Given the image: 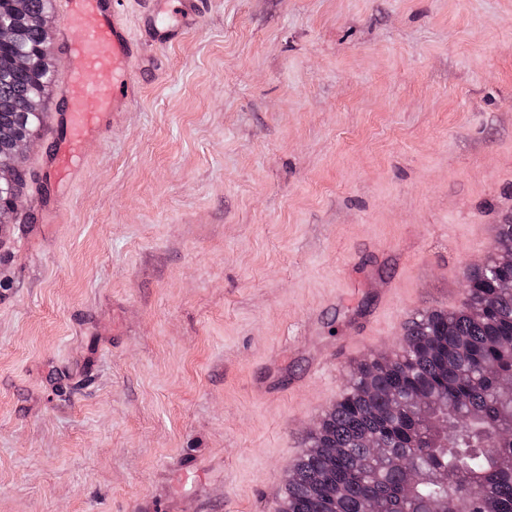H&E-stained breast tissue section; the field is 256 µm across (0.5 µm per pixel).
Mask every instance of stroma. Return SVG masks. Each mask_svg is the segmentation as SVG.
<instances>
[{
	"instance_id": "1",
	"label": "stroma",
	"mask_w": 512,
	"mask_h": 512,
	"mask_svg": "<svg viewBox=\"0 0 512 512\" xmlns=\"http://www.w3.org/2000/svg\"><path fill=\"white\" fill-rule=\"evenodd\" d=\"M124 0L135 92L0 224V512H278L512 219V0ZM205 0H181L180 1V24L179 25H157L149 17V22L153 25V35L162 42H169L175 39L181 29L192 23L201 12V7Z\"/></svg>"
}]
</instances>
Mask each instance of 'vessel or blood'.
Here are the masks:
<instances>
[{"instance_id": "1", "label": "vessel or blood", "mask_w": 512, "mask_h": 512, "mask_svg": "<svg viewBox=\"0 0 512 512\" xmlns=\"http://www.w3.org/2000/svg\"><path fill=\"white\" fill-rule=\"evenodd\" d=\"M121 0H61L64 41L61 45L63 85L61 115L73 134L67 153L57 157L62 170H70L84 143L106 128L110 116L119 111L131 89L129 65L137 52L121 22ZM204 0H180V22L153 26L162 42L175 39L181 27L192 23ZM101 72L105 80L95 96H88L84 76Z\"/></svg>"}]
</instances>
